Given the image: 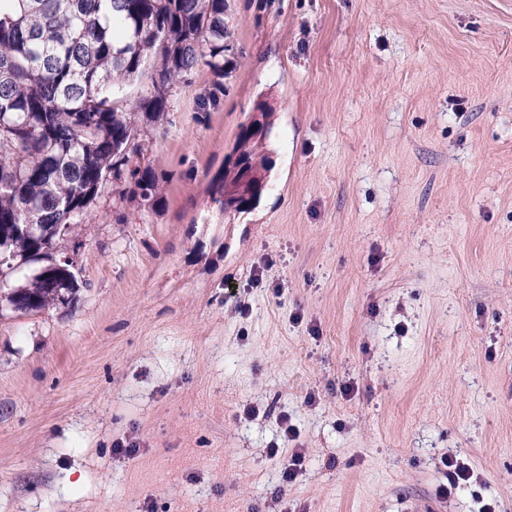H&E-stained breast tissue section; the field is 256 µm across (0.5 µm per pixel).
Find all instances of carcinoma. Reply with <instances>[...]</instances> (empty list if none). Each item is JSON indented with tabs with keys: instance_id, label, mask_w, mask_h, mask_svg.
Returning a JSON list of instances; mask_svg holds the SVG:
<instances>
[{
	"instance_id": "obj_1",
	"label": "carcinoma",
	"mask_w": 512,
	"mask_h": 512,
	"mask_svg": "<svg viewBox=\"0 0 512 512\" xmlns=\"http://www.w3.org/2000/svg\"><path fill=\"white\" fill-rule=\"evenodd\" d=\"M226 0H0V246L23 264L73 232L107 176L156 194L135 116L119 93L152 56L161 65L138 110L167 111L171 90L204 65L224 78ZM262 179L271 160L249 147ZM42 224L47 239L18 230ZM80 284L69 264L49 267L7 296L15 311L60 305Z\"/></svg>"
}]
</instances>
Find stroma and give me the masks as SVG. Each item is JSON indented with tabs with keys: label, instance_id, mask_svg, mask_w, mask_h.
<instances>
[{
	"label": "stroma",
	"instance_id": "obj_1",
	"mask_svg": "<svg viewBox=\"0 0 512 512\" xmlns=\"http://www.w3.org/2000/svg\"><path fill=\"white\" fill-rule=\"evenodd\" d=\"M224 24L223 96L202 66L136 115L154 202L106 179L57 240L74 306L0 307V512H512V0ZM262 98L268 187L225 215ZM263 106V112L265 111V126L262 128V112L257 110L251 116V119L246 124V134L248 137L258 138L260 131L259 144H254L249 147L250 162L251 166L255 171H258L262 176L263 190L250 199L242 202L238 206L234 207L231 211H227V208L235 206L239 201L243 200L248 194L251 193L253 188L261 184L258 180V176L253 174V171L249 169L248 165L244 162V157L240 153L231 152L224 159V170L222 176L219 178L216 187L212 192V200L214 203H218L220 209L226 213L241 214L251 210L259 202L263 192L266 190L268 185V173L271 168V160L268 153L259 155L256 152L255 147L260 148L267 147V141L270 139L272 125L270 122V115L272 112L271 106L266 101H261ZM259 148V147H258ZM444 467L447 468L448 485H442L440 494L448 496L452 490H455L470 480V469L464 463L458 462L457 459H445L443 461Z\"/></svg>",
	"mask_w": 512,
	"mask_h": 512
}]
</instances>
